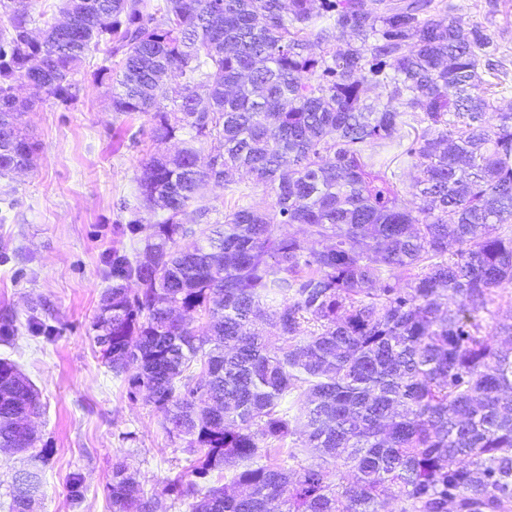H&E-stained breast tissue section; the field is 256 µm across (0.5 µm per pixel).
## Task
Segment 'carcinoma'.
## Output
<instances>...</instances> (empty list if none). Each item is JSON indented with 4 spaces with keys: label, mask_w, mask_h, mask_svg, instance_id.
Returning a JSON list of instances; mask_svg holds the SVG:
<instances>
[{
    "label": "carcinoma",
    "mask_w": 512,
    "mask_h": 512,
    "mask_svg": "<svg viewBox=\"0 0 512 512\" xmlns=\"http://www.w3.org/2000/svg\"><path fill=\"white\" fill-rule=\"evenodd\" d=\"M314 3L66 0L71 30L36 38L28 3L0 0V177L35 161L17 87L66 105L89 51L112 111L181 144L143 164L140 205L113 226L93 329L128 394L198 453L192 473L224 471L206 490L166 483L189 512H512V349L493 339L512 325L488 331L512 285L494 34L461 35L444 0ZM174 71L183 92L164 105ZM406 127L401 189L375 167ZM235 172L273 205L216 217L208 190ZM40 409L0 359L1 451L35 446L21 419ZM46 463L15 476L10 512H31ZM110 492L112 512H157L121 459Z\"/></svg>",
    "instance_id": "1"
}]
</instances>
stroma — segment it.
I'll list each match as a JSON object with an SVG mask.
<instances>
[{"label": "stroma", "instance_id": "35a3bbf8", "mask_svg": "<svg viewBox=\"0 0 512 512\" xmlns=\"http://www.w3.org/2000/svg\"><path fill=\"white\" fill-rule=\"evenodd\" d=\"M455 16L486 23L512 72V0L486 17L485 0H447ZM87 54L76 99L64 105L24 86L21 118L36 142L35 168L0 178V358L35 385L42 404L34 452L44 455L34 512H112V461L122 457L159 512H188L163 488L189 475L184 441L168 437L164 417L144 396L129 397L95 343L93 318L108 276L112 226L138 203L137 179L159 147L150 118L118 115ZM79 495H72L73 477Z\"/></svg>", "mask_w": 512, "mask_h": 512}]
</instances>
